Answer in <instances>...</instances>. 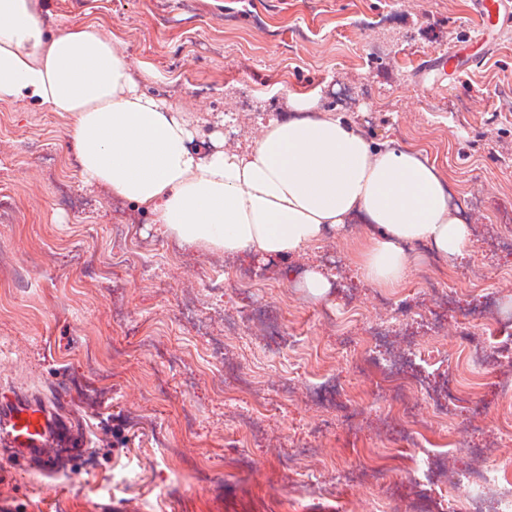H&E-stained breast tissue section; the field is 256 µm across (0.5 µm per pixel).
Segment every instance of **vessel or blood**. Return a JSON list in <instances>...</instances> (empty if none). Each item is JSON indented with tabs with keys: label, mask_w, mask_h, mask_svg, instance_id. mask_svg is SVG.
<instances>
[{
	"label": "vessel or blood",
	"mask_w": 512,
	"mask_h": 512,
	"mask_svg": "<svg viewBox=\"0 0 512 512\" xmlns=\"http://www.w3.org/2000/svg\"><path fill=\"white\" fill-rule=\"evenodd\" d=\"M472 9L481 20L474 40L482 45L484 53H491L501 34L512 28V0H473ZM468 66L464 48L454 42L447 52L425 57L415 80L418 85L433 89L441 73L462 75ZM65 407L63 396L55 391L37 400L17 396L0 403V429L5 432L0 444L13 455L15 469L26 471L36 467L49 472L59 456L79 455L82 441L67 429L60 416Z\"/></svg>",
	"instance_id": "b4317fda"
}]
</instances>
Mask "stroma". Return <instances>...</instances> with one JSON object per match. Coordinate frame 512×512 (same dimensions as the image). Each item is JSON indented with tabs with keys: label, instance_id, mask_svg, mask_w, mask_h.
<instances>
[{
	"label": "stroma",
	"instance_id": "35a3bbf8",
	"mask_svg": "<svg viewBox=\"0 0 512 512\" xmlns=\"http://www.w3.org/2000/svg\"><path fill=\"white\" fill-rule=\"evenodd\" d=\"M38 4L47 34L92 24L115 38L132 71L153 68L145 91L187 115L200 150L219 125L227 147L248 145L262 125L288 118L287 92L315 93L372 146L421 151L446 178L473 241L459 262L412 246L405 280L381 287L363 273L380 230L355 217L324 239L339 263L325 296L304 286L307 271L324 267L312 245L288 257L291 276L246 298L232 281L214 288L210 279L228 265L262 267L263 258L180 246L108 187L54 167L53 158L76 156L69 115L0 101V193L20 217L0 224V399L53 388L82 406L91 353L105 361L112 386V415L93 428L106 437L91 445L94 475L78 459L50 476L18 471L0 452V483L12 491L0 512H146L158 495L166 512H441L445 501L463 512L465 489L415 486L416 450L394 438L399 429L416 435L440 472L467 466L478 448L486 466H512L507 396L496 371L474 365L462 341L467 331L490 348L512 334V252L494 246L512 214V31L464 78L427 91L415 82L422 57L481 25L470 0ZM245 94L253 107L237 111ZM117 224L132 225L153 250L113 263ZM424 268L435 287H417ZM440 308L447 323L435 337L426 318ZM260 318L297 346L270 351L251 333ZM382 322L396 351L431 361L434 380L448 375L463 389L480 388L479 398L461 397L443 421L429 396L413 391L407 421L392 418L395 381L381 357L341 352L349 339L368 345L370 325ZM231 323L237 341L215 348ZM157 371L170 381L161 391ZM329 375L348 415L319 391ZM245 377L252 389L242 388ZM247 410L256 420L243 434L237 421ZM305 445L320 450L303 463L321 477L316 489L288 466ZM124 465L142 469L146 481H111Z\"/></svg>",
	"mask_w": 512,
	"mask_h": 512
}]
</instances>
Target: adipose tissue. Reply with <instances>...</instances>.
<instances>
[{
	"label": "adipose tissue",
	"instance_id": "adipose-tissue-1",
	"mask_svg": "<svg viewBox=\"0 0 512 512\" xmlns=\"http://www.w3.org/2000/svg\"><path fill=\"white\" fill-rule=\"evenodd\" d=\"M114 41L94 25L46 36L36 0H0V101L32 99L71 115L81 175L148 212L190 248L285 258L362 213L383 234L364 262L367 278L394 287L423 242L464 256L469 229L450 204L438 168L412 148L375 149L316 97L288 95L302 117L272 121L247 151L192 147L191 122L141 91Z\"/></svg>",
	"mask_w": 512,
	"mask_h": 512
}]
</instances>
